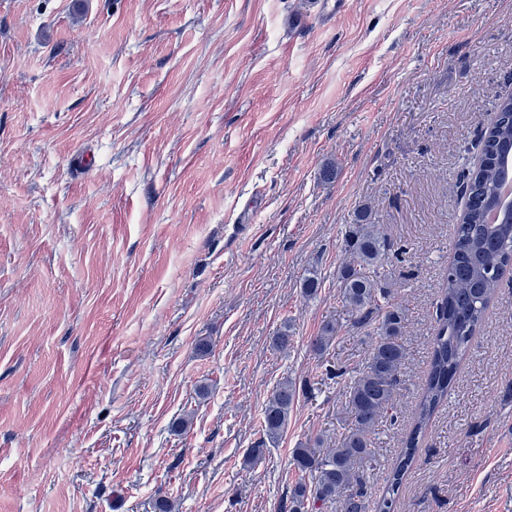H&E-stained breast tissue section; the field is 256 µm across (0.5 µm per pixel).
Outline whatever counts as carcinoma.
<instances>
[{
    "instance_id": "cac0c4a2",
    "label": "carcinoma",
    "mask_w": 512,
    "mask_h": 512,
    "mask_svg": "<svg viewBox=\"0 0 512 512\" xmlns=\"http://www.w3.org/2000/svg\"><path fill=\"white\" fill-rule=\"evenodd\" d=\"M512 180V94L497 100L476 162L465 176V203L451 240V257L442 275L430 360L421 393L399 456L374 502V512H396L397 496L416 461L431 421L448 400L469 347L482 329L495 291L512 269V202L501 187ZM371 206L357 209L346 226L345 259L338 268L340 300L347 325L370 329L376 344L364 369L346 386L350 427L334 448L310 440L294 449L296 468L311 480L288 488L280 512H321L331 502L342 512H367L365 467L374 460L370 435L394 405L398 374L406 357L402 342L405 316L392 303V290L382 269L391 242L371 221ZM340 324L326 323L313 338L312 350L324 353ZM299 389L286 377L263 408V440L248 449L245 463L262 458L264 445L275 444L288 426Z\"/></svg>"
}]
</instances>
